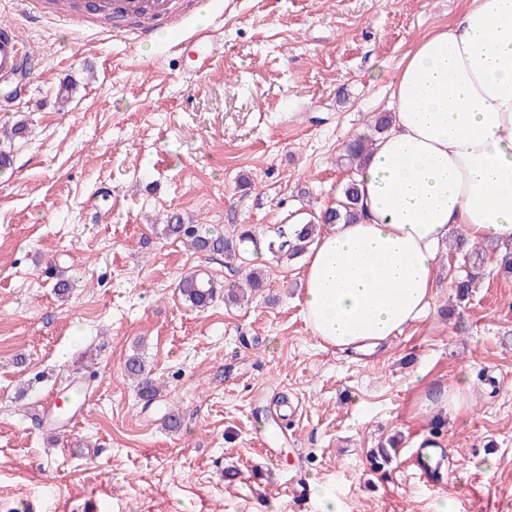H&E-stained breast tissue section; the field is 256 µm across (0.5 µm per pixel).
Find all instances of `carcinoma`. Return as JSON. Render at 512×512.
I'll return each mask as SVG.
<instances>
[{"label": "carcinoma", "instance_id": "1", "mask_svg": "<svg viewBox=\"0 0 512 512\" xmlns=\"http://www.w3.org/2000/svg\"><path fill=\"white\" fill-rule=\"evenodd\" d=\"M390 125V116L379 115L375 118L371 127V133L355 136L347 145L343 160L349 173H354L361 159L375 146L378 140L387 132ZM361 215L360 196L354 178H348L340 197L336 199L333 207L327 208L320 214L312 217L304 224H298L293 232L285 239L278 242L267 243V250L272 260L277 263L288 262L304 254L313 243L320 228L326 224L354 223ZM159 233L167 238L180 240L183 244L200 252H219L229 262L246 263L245 254L249 248L259 249L260 241L254 230L247 225H240L236 233L231 236L223 234L214 235L202 230L198 224H184L180 217L173 216L171 223L162 224ZM459 244L456 253L461 256L462 264L460 273L453 279V288L456 297L462 301L469 295V288L477 277L481 266V258L478 250H463L465 235L458 236ZM265 274L250 270L245 276V287L236 290H224L221 285L212 279H198L187 273L182 276L177 284L180 295L194 307L204 309L223 296L232 302L241 300V294L248 292L252 295L265 287ZM125 371L128 377L137 382L138 394L151 403L160 397L162 388L151 378L142 361L137 357L126 360Z\"/></svg>", "mask_w": 512, "mask_h": 512}]
</instances>
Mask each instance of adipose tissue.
I'll return each mask as SVG.
<instances>
[{
  "instance_id": "obj_1",
  "label": "adipose tissue",
  "mask_w": 512,
  "mask_h": 512,
  "mask_svg": "<svg viewBox=\"0 0 512 512\" xmlns=\"http://www.w3.org/2000/svg\"><path fill=\"white\" fill-rule=\"evenodd\" d=\"M391 98L390 129L357 175L361 219L324 227L305 260L304 319L343 351L426 314L451 226L512 241V0H468L421 38Z\"/></svg>"
}]
</instances>
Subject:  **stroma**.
<instances>
[{"instance_id": "stroma-1", "label": "stroma", "mask_w": 512, "mask_h": 512, "mask_svg": "<svg viewBox=\"0 0 512 512\" xmlns=\"http://www.w3.org/2000/svg\"><path fill=\"white\" fill-rule=\"evenodd\" d=\"M466 6L211 0L223 62L198 78L172 36L37 22L0 0L40 58L27 97L0 85V127L27 125L0 174V512H319L292 482L323 485L342 512H512V279L491 247L459 301L451 227L428 313L362 354L305 323L303 259L262 253L256 299L198 310L181 276L227 286L241 268L155 230L176 214L268 241L334 203L345 147L386 112L404 56ZM132 354L159 401L125 376ZM462 374L471 402L453 418L440 398ZM426 443L442 456L424 480Z\"/></svg>"}]
</instances>
